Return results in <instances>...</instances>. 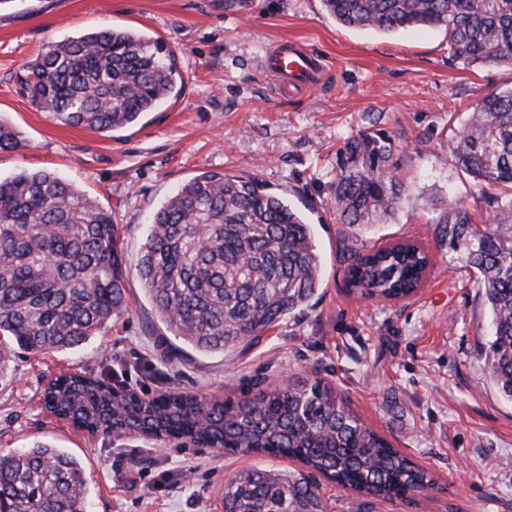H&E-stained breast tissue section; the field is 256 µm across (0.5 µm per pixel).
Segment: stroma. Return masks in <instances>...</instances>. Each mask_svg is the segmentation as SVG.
Returning a JSON list of instances; mask_svg holds the SVG:
<instances>
[{
	"label": "stroma",
	"instance_id": "stroma-1",
	"mask_svg": "<svg viewBox=\"0 0 512 512\" xmlns=\"http://www.w3.org/2000/svg\"><path fill=\"white\" fill-rule=\"evenodd\" d=\"M9 0L0 6V118L24 140L0 151V177L48 171L113 212L129 266L126 310L79 350L4 354L0 452L32 441L67 449L85 465L90 512H224L220 489L244 468L304 471L301 462L232 455L191 443L91 436L47 412L43 390L64 372L111 375L142 397L165 391L209 398L253 394L319 376L395 448L434 474L413 502L367 499L317 473L323 512H512V402L490 378V313L475 273L439 245L436 196H452L475 220L493 215L450 148L472 104L512 89V64L465 67L440 27L384 33L341 26L321 0ZM112 26L167 43L183 85L168 107L102 136L52 120L32 103L24 66L48 43ZM316 52L318 85L279 95L264 62L280 43ZM363 130L391 137L405 192L391 220L338 223L331 204L340 151ZM205 171L255 177L304 209L324 256L310 305L254 344L203 354L170 335L134 262L154 211ZM412 240L432 267L418 292L396 302L349 288L343 259ZM305 472V471H304Z\"/></svg>",
	"mask_w": 512,
	"mask_h": 512
}]
</instances>
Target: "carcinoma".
<instances>
[{
	"instance_id": "1",
	"label": "carcinoma",
	"mask_w": 512,
	"mask_h": 512,
	"mask_svg": "<svg viewBox=\"0 0 512 512\" xmlns=\"http://www.w3.org/2000/svg\"><path fill=\"white\" fill-rule=\"evenodd\" d=\"M344 26L393 33L448 32L467 66L512 62V0H322ZM35 106L64 125L108 133L136 123L175 93L177 55L160 41L105 29L48 44L26 64ZM24 146L0 120V151ZM388 136L360 131L341 151L332 205L342 224L392 218L404 183ZM454 163L490 196L493 223L440 200L437 237L477 274L492 333L486 363L512 400V90L471 107L451 147ZM127 259L112 213L46 171L0 178V341L30 354L74 350L127 308ZM323 258L312 225L256 178L203 172L155 212L136 260L145 294L174 338L203 353L248 345L302 310L318 290ZM428 253L411 242L352 251L349 284L393 301L420 288ZM47 409L91 434L149 430L230 454L300 460L336 485L371 498L407 499L433 475L367 425L321 378L208 400L177 391L142 398L103 375L63 373ZM224 512H322L317 487L284 471L244 469L224 484ZM84 467L36 443L0 453V512H88Z\"/></svg>"
}]
</instances>
